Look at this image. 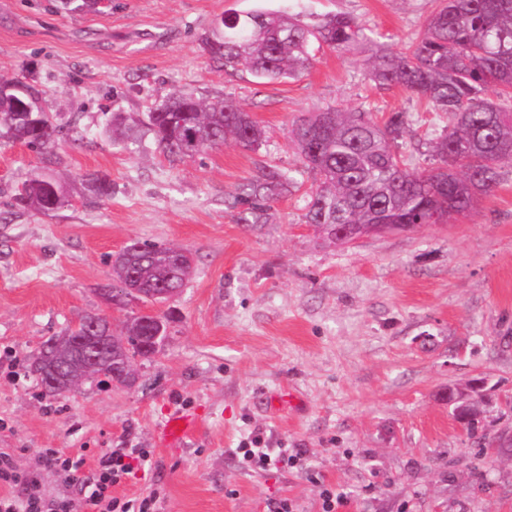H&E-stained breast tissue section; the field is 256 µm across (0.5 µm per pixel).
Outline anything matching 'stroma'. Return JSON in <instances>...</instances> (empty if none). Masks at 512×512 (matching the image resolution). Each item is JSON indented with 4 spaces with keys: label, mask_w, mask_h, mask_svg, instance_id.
<instances>
[{
    "label": "stroma",
    "mask_w": 512,
    "mask_h": 512,
    "mask_svg": "<svg viewBox=\"0 0 512 512\" xmlns=\"http://www.w3.org/2000/svg\"><path fill=\"white\" fill-rule=\"evenodd\" d=\"M54 4L0 0V77L35 89L62 159L0 137V452L28 470L42 448L90 463L103 448L146 449L151 470L114 493L160 488L161 512H269L282 498L322 512L326 487L347 495L339 512H512V458L487 446L512 433V162L467 215L336 246L306 221L314 176L295 121L335 107L404 113L400 148L421 172L437 164L447 113L375 86L360 53L322 48L303 77L263 82L224 71L202 46L224 11L280 9L350 15L396 50L435 0H112L79 14ZM174 91L237 102L266 142L170 160L142 121ZM116 112L137 143L106 134ZM272 169L290 172L288 191L267 223H239L235 195ZM35 173L66 183L62 207L16 205ZM94 177L110 182L108 199L89 192ZM134 240L195 257L165 307L160 352L137 359L134 388L95 377L44 395L27 364L45 340L103 311L119 333L138 312L105 310L99 296L113 254ZM472 379L485 404L470 432L443 394ZM177 410L197 427L168 448L158 432ZM251 434L300 450L304 467L245 469L234 450Z\"/></svg>",
    "instance_id": "stroma-1"
}]
</instances>
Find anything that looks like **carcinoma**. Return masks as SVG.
Masks as SVG:
<instances>
[{
	"mask_svg": "<svg viewBox=\"0 0 512 512\" xmlns=\"http://www.w3.org/2000/svg\"><path fill=\"white\" fill-rule=\"evenodd\" d=\"M209 56L224 69L246 70L258 79H298L313 65L312 47L338 54L362 51L374 41L355 19L333 15L308 22L286 11L227 12L211 32ZM372 80L404 88L446 112L451 124L437 138L439 166L415 173L398 152L402 115L384 124L357 109H332L298 120L295 141L303 163L315 177L308 203L310 224H444L443 215H465L499 183L501 164L512 159V0H437L421 31L404 49L366 59ZM495 87L496 98L488 97ZM166 111L150 112L145 127L168 157L193 158L227 140L256 148L264 129L239 105L173 92ZM13 142L54 155L56 126L48 112L27 96L0 97V130ZM291 183L285 172L268 170L242 185L238 198L248 207L239 220L264 224L266 203ZM63 185L34 174L16 202L48 212L64 202ZM178 249L133 241L112 263L113 281L145 293L179 292L194 261L176 264ZM148 326L135 318L115 344L123 361L145 358L140 337ZM30 364L39 380L55 362L42 348Z\"/></svg>",
	"mask_w": 512,
	"mask_h": 512,
	"instance_id": "1",
	"label": "carcinoma"
}]
</instances>
